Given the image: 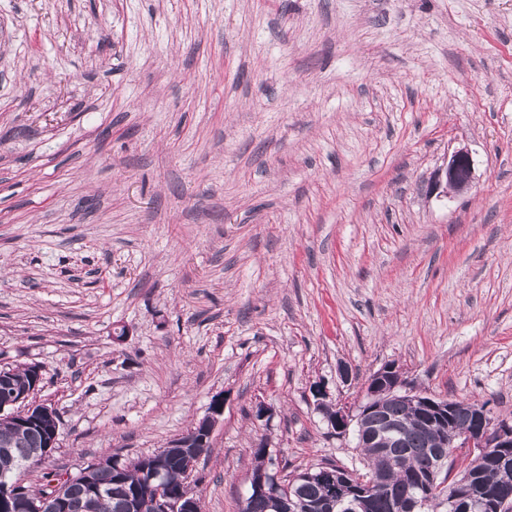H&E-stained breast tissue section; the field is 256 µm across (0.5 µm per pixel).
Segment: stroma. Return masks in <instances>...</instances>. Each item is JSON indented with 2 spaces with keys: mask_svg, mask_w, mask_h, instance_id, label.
Instances as JSON below:
<instances>
[{
  "mask_svg": "<svg viewBox=\"0 0 512 512\" xmlns=\"http://www.w3.org/2000/svg\"><path fill=\"white\" fill-rule=\"evenodd\" d=\"M388 363L512 416V0H0V366L61 420L24 483L220 393L186 486L240 512L258 445L359 463L314 389ZM478 185L475 161L468 148L456 149L439 168L428 185V193L439 198H455L475 191Z\"/></svg>",
  "mask_w": 512,
  "mask_h": 512,
  "instance_id": "35a3bbf8",
  "label": "stroma"
}]
</instances>
